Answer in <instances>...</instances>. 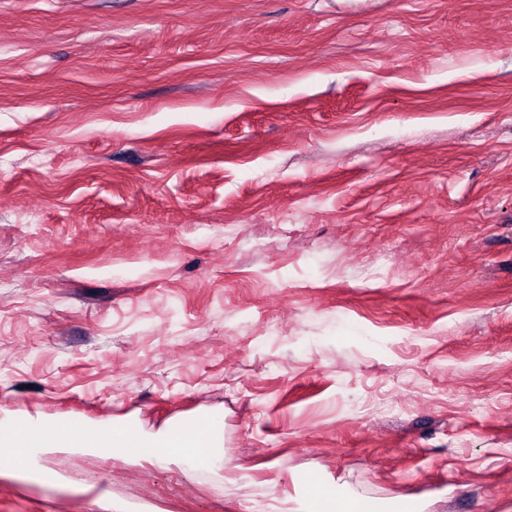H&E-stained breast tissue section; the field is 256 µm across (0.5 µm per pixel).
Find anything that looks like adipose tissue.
I'll list each match as a JSON object with an SVG mask.
<instances>
[{"label": "adipose tissue", "mask_w": 512, "mask_h": 512, "mask_svg": "<svg viewBox=\"0 0 512 512\" xmlns=\"http://www.w3.org/2000/svg\"><path fill=\"white\" fill-rule=\"evenodd\" d=\"M222 432L223 417L217 412L202 417L196 428L170 423L147 432L128 425L115 426L102 438L96 432L82 428L67 434L45 432L36 425L21 424L6 416L0 418V447L19 449L25 457L21 466L11 468V475L36 481L40 472L32 460L46 448H87L95 453L103 448H124L160 463L202 466L207 459L200 456V449L217 447Z\"/></svg>", "instance_id": "1"}]
</instances>
